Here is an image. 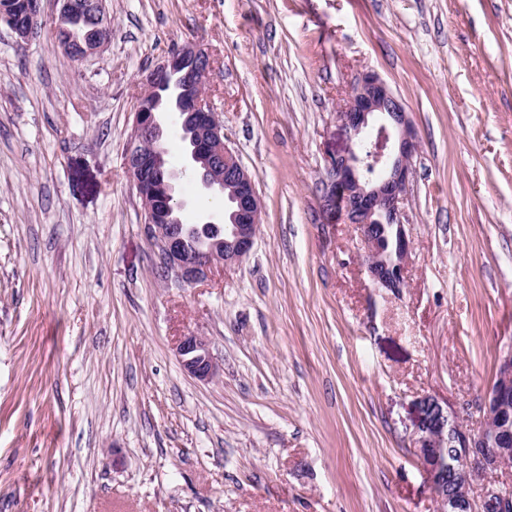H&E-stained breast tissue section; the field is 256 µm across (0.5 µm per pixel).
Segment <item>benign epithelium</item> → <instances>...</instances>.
Masks as SVG:
<instances>
[{
    "label": "benign epithelium",
    "instance_id": "1",
    "mask_svg": "<svg viewBox=\"0 0 512 512\" xmlns=\"http://www.w3.org/2000/svg\"><path fill=\"white\" fill-rule=\"evenodd\" d=\"M54 24L61 48L72 50L74 29L83 25L74 0H57ZM17 38L26 41L41 24L42 9L23 30L12 26L10 18H0ZM109 41L108 28L83 37L82 61L101 53ZM212 61L207 51L184 46L154 68L146 78V90L135 112L133 131L125 153V167L144 205V233L158 250L165 279L178 287L208 281L221 266L246 259L255 244L260 223L261 199L254 177L242 166L227 144L224 122L215 111L209 88ZM183 115L182 126L189 139L187 167L201 185L227 194L230 207L216 220L205 217L202 224H223L224 236L210 241L208 248L188 253L183 247L181 205L177 202L176 174L170 168L163 147L161 114ZM338 118L349 132L347 151L330 156L326 163L327 181L323 209L344 214L356 226L365 246L362 266L372 284L399 292L406 284L411 242L404 228L403 204L408 194L416 135L402 103L375 73L356 78L341 105ZM376 139L371 165L378 169L365 177L366 159L361 144ZM375 224H392L395 236L391 247H382L375 238ZM175 355L182 369L193 378L210 382L219 373V364L208 341L194 333L180 337ZM423 423L413 439L419 453L431 461L430 483L446 512H512V491L498 483H486L480 495H472L470 470L495 468L512 456V448L487 451L497 437L512 435V349L500 358L497 383L483 404V425L471 431L459 425L456 417L434 398L423 401ZM451 445L462 464L448 468L443 458Z\"/></svg>",
    "mask_w": 512,
    "mask_h": 512
}]
</instances>
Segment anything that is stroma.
<instances>
[{"label":"stroma","instance_id":"1","mask_svg":"<svg viewBox=\"0 0 512 512\" xmlns=\"http://www.w3.org/2000/svg\"><path fill=\"white\" fill-rule=\"evenodd\" d=\"M105 6L83 61L56 0L27 41L0 24V512H440L420 402L478 428L512 348V0ZM189 43L262 221L243 263L176 288L124 154L147 73ZM366 71L417 134L397 294L321 203ZM165 148L183 223L223 209ZM187 333L214 381L179 365ZM87 30L88 29L84 28V31H82L78 36L81 37V35L86 32L82 42L80 43V46L83 48L84 51L76 57V59L80 61L101 53L105 49L109 41L108 27L99 28L98 33L96 35L89 37ZM175 355L182 369L199 381L210 382L219 373V364L208 341L202 336L194 333L181 336L175 347Z\"/></svg>","mask_w":512,"mask_h":512}]
</instances>
